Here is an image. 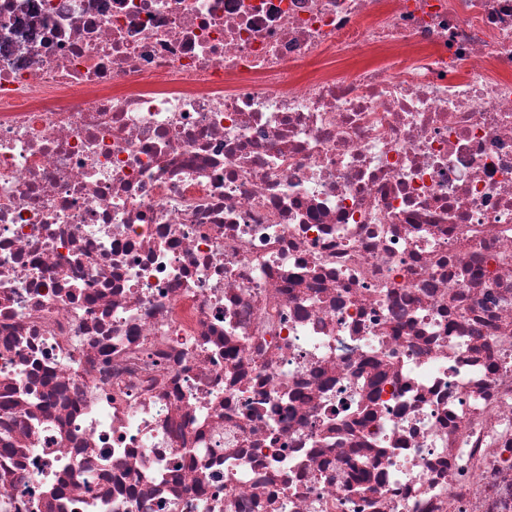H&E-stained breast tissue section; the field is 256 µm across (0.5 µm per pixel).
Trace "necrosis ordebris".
I'll return each instance as SVG.
<instances>
[{
	"label": "necrosis or debris",
	"instance_id": "necrosis-or-debris-1",
	"mask_svg": "<svg viewBox=\"0 0 512 512\" xmlns=\"http://www.w3.org/2000/svg\"><path fill=\"white\" fill-rule=\"evenodd\" d=\"M0 512H512V0H0Z\"/></svg>",
	"mask_w": 512,
	"mask_h": 512
}]
</instances>
